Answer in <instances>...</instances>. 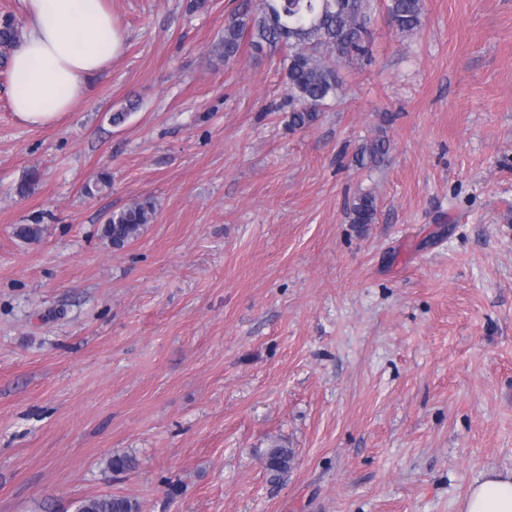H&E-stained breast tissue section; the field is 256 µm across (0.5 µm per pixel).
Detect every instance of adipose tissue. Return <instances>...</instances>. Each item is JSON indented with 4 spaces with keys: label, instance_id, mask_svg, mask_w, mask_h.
<instances>
[{
    "label": "adipose tissue",
    "instance_id": "ef3b65f1",
    "mask_svg": "<svg viewBox=\"0 0 512 512\" xmlns=\"http://www.w3.org/2000/svg\"><path fill=\"white\" fill-rule=\"evenodd\" d=\"M25 22L10 65L11 106L25 124L61 121L124 51L127 36L103 0H24ZM463 512H512V472H487Z\"/></svg>",
    "mask_w": 512,
    "mask_h": 512
}]
</instances>
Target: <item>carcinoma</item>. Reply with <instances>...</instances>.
<instances>
[{
  "label": "carcinoma",
  "instance_id": "1",
  "mask_svg": "<svg viewBox=\"0 0 512 512\" xmlns=\"http://www.w3.org/2000/svg\"><path fill=\"white\" fill-rule=\"evenodd\" d=\"M380 15L396 33L409 36L423 25L425 0H259L255 7L246 0L224 20V34L214 51L233 59L246 37L256 51L266 46L288 49L283 58L288 101L293 104L288 128L305 129L317 122L328 100L338 97L342 80L337 64L369 55L372 27ZM18 37L13 19L0 26V46L11 48ZM388 150V140L379 137L362 144L353 161L362 168L377 166ZM377 213L375 196L362 193L350 207V223L373 224ZM153 214L151 201L136 202L109 215L104 235L122 247L140 234ZM293 458L292 449L275 445L266 455L267 469L286 472ZM77 512H138V506L122 496L102 495L81 501Z\"/></svg>",
  "mask_w": 512,
  "mask_h": 512
}]
</instances>
